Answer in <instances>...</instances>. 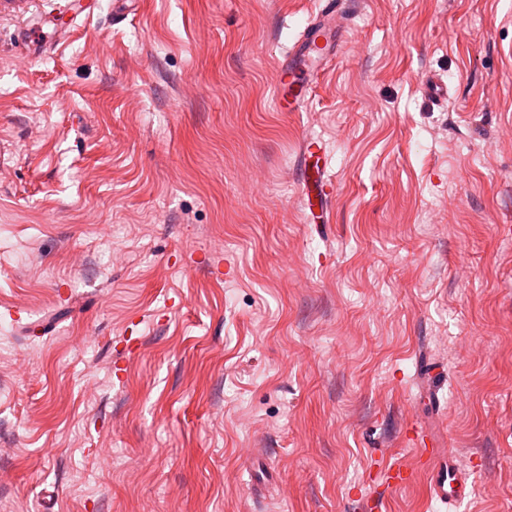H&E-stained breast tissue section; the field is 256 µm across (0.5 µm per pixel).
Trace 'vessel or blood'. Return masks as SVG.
<instances>
[{"label":"vessel or blood","instance_id":"vessel-or-blood-1","mask_svg":"<svg viewBox=\"0 0 512 512\" xmlns=\"http://www.w3.org/2000/svg\"><path fill=\"white\" fill-rule=\"evenodd\" d=\"M348 28V18L340 11L338 0H325L324 8L307 25L301 44L279 64L275 97L280 111H300L312 92L313 76L335 61L347 40ZM303 153L307 159L317 163L312 181L303 189L304 206L312 211L311 221L322 223L328 213L327 201L334 195L336 185L326 177L323 166L319 164L321 145L317 138L304 140ZM405 441L415 449L419 467L413 470L395 462L388 464L384 472L386 487L407 485L420 472L427 477L432 499L448 505L462 503L470 497L474 484L469 472L461 470L434 439L411 429L406 431Z\"/></svg>","mask_w":512,"mask_h":512}]
</instances>
